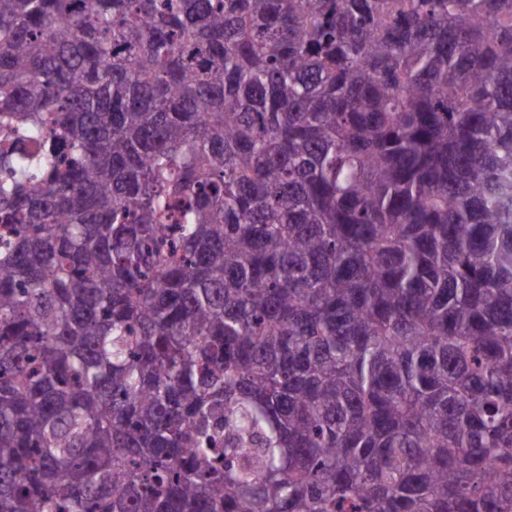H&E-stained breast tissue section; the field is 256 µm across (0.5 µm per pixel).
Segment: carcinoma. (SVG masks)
I'll use <instances>...</instances> for the list:
<instances>
[{
	"mask_svg": "<svg viewBox=\"0 0 512 512\" xmlns=\"http://www.w3.org/2000/svg\"><path fill=\"white\" fill-rule=\"evenodd\" d=\"M0 512H512V0H0Z\"/></svg>",
	"mask_w": 512,
	"mask_h": 512,
	"instance_id": "carcinoma-1",
	"label": "carcinoma"
}]
</instances>
